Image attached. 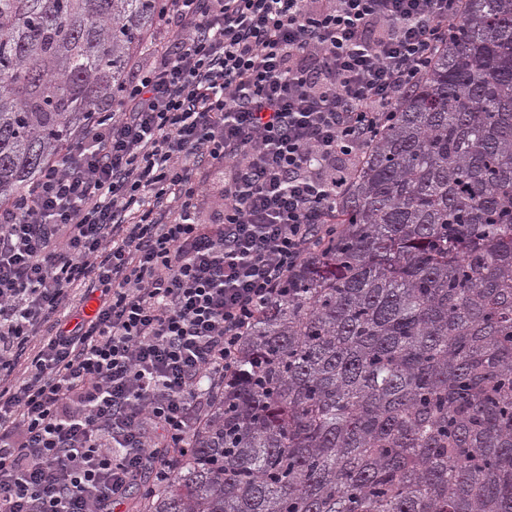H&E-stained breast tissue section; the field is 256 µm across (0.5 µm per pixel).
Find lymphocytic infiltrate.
<instances>
[{
  "instance_id": "lymphocytic-infiltrate-1",
  "label": "lymphocytic infiltrate",
  "mask_w": 512,
  "mask_h": 512,
  "mask_svg": "<svg viewBox=\"0 0 512 512\" xmlns=\"http://www.w3.org/2000/svg\"><path fill=\"white\" fill-rule=\"evenodd\" d=\"M166 3L116 109L0 205V512H121L144 472L170 479L457 18V0Z\"/></svg>"
}]
</instances>
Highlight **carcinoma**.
Wrapping results in <instances>:
<instances>
[{"label":"carcinoma","mask_w":512,"mask_h":512,"mask_svg":"<svg viewBox=\"0 0 512 512\" xmlns=\"http://www.w3.org/2000/svg\"><path fill=\"white\" fill-rule=\"evenodd\" d=\"M164 0H0V204L122 93ZM138 512H512V0H460Z\"/></svg>","instance_id":"cac0c4a2"}]
</instances>
